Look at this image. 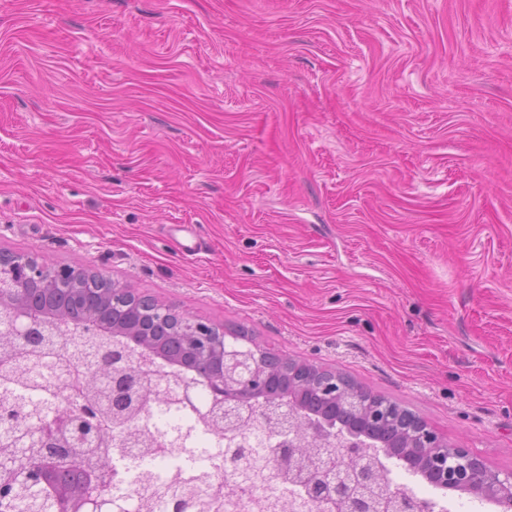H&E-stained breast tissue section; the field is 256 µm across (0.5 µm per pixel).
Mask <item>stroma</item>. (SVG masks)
<instances>
[{"instance_id": "35a3bbf8", "label": "stroma", "mask_w": 512, "mask_h": 512, "mask_svg": "<svg viewBox=\"0 0 512 512\" xmlns=\"http://www.w3.org/2000/svg\"><path fill=\"white\" fill-rule=\"evenodd\" d=\"M0 249L245 329L510 471L512 0H0Z\"/></svg>"}]
</instances>
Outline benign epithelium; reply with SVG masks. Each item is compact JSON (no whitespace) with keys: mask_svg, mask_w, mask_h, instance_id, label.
I'll use <instances>...</instances> for the list:
<instances>
[{"mask_svg":"<svg viewBox=\"0 0 512 512\" xmlns=\"http://www.w3.org/2000/svg\"><path fill=\"white\" fill-rule=\"evenodd\" d=\"M91 275L93 271L87 268L50 264L34 253L0 251V334L33 335L56 323L69 322L79 324L91 335L121 338L142 334L150 341L151 330L147 325L165 322L169 325L168 332L183 337L184 349L205 367L197 380L210 394L209 406L203 413L209 414L218 407L221 417L233 419L237 408L249 403V413L255 419L266 420L275 413L286 416L291 459L308 460L306 449L318 447L320 441L336 447V469L310 482L311 498L330 494L336 499L349 500L348 512H361L360 504L349 499L351 489L346 479L353 477L365 486L381 481L388 500L412 512H427L426 504L411 492L392 486L390 470L374 471L369 467L384 449L361 447L304 407L305 388L313 386L322 396L354 414L367 417L383 428L400 430L408 449L424 452L429 480L435 486L478 491L493 499L502 512H512V470L494 471L468 449L448 446L427 424L402 417L393 402L367 400L353 393L335 372L320 369L310 373V365L297 363L288 356L280 361H263L256 345L230 342L223 329L179 313L151 297L140 296L108 278L104 287L91 290L84 283V278ZM277 367L295 378L296 387L282 397L268 398L266 385L271 371ZM195 384L185 385L180 398L193 399ZM82 422L83 414L75 408L28 432L19 447L44 449L42 460L28 465L16 459L10 464L27 482L50 488L48 512H124L104 492L100 474L93 467H84L85 495L79 505L68 493L52 486V479L72 463L71 449L84 448L92 439L84 432Z\"/></svg>","mask_w":512,"mask_h":512,"instance_id":"obj_1","label":"benign epithelium"}]
</instances>
